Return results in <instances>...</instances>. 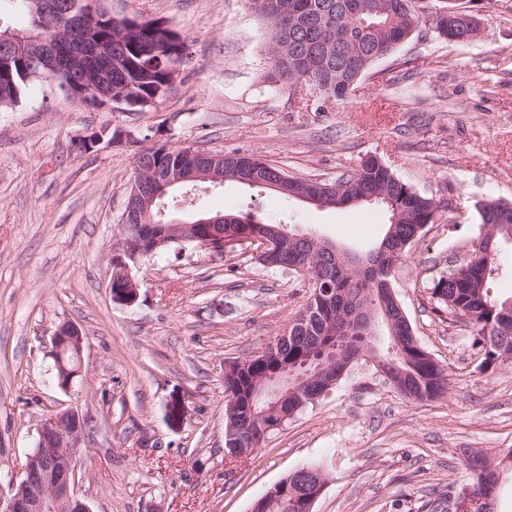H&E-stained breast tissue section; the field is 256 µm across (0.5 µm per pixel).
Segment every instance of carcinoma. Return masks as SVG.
<instances>
[{
    "mask_svg": "<svg viewBox=\"0 0 512 512\" xmlns=\"http://www.w3.org/2000/svg\"><path fill=\"white\" fill-rule=\"evenodd\" d=\"M32 0H0V32L13 31L24 38L50 39L62 30L73 43H82L87 36L109 48L108 55L99 58L101 65L110 69L112 89L122 93L127 102L122 110L142 111L160 102L171 92V68L183 66L188 60L185 45L179 33L160 19L121 21L88 18L80 26H73L61 12L48 17L32 11ZM263 10L259 15L269 28L267 54L272 61L269 79L273 82L302 80L312 90L333 98L347 96V87L355 85L377 61L393 55L397 47L409 38L420 25H430L438 37L453 41V33L463 41L472 39L458 16L463 7L456 0H442V5L426 13L425 0H260ZM24 13L30 26L13 30L5 22L12 13ZM33 80L14 74L11 84L0 77V107L18 103ZM150 166L164 173L177 166L191 165L188 149L162 144L151 155H141L137 167ZM269 163L254 155H224V180L246 182L250 187H265ZM312 178L288 177L276 192L287 197ZM334 191L320 192L329 206H346L354 197H374L388 212V227L374 252L357 260L358 268L346 271L342 265L323 259L303 272L297 268L296 248L283 247L277 252V267L305 275L312 291L308 305L315 306L309 317L314 335H330L340 319V310L323 312L317 293L325 288L336 291V302L352 294L364 293L370 303L377 304L378 324L383 335H389L384 312L391 311L388 288L392 287V268L402 260L412 243L418 225L435 223L438 211L433 199L419 194L407 183L388 171V167L372 159L351 174L342 175L328 183ZM480 223L497 227L494 250L512 242V210L502 208L497 200L476 206ZM268 222L247 212L232 215V222L224 224V233L251 227L258 232ZM482 241L473 245L465 264L448 276L434 282L432 294L448 308V315L463 322L472 335L482 341V361H487V345L496 336H506L511 326L500 324L499 314L507 304L490 294V282L496 270V257H487ZM398 335L405 337L402 348L394 349L392 341L378 345L379 355L396 362V367L407 373L413 389L409 400H417L419 390L432 399L448 391V369L434 365L416 337L409 335L401 323H396ZM307 345L303 338L288 335V346H276L274 353L260 362L237 358L224 362L227 382L224 383V403L241 405L251 391V385L273 368L281 357H295ZM266 435L255 428L235 434L234 444L240 451L261 448ZM306 487L299 482L288 485V506H275L276 512H308Z\"/></svg>",
    "mask_w": 512,
    "mask_h": 512,
    "instance_id": "cac0c4a2",
    "label": "carcinoma"
}]
</instances>
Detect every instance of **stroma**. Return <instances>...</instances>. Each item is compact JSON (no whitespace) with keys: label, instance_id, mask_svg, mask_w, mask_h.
Here are the masks:
<instances>
[{"label":"stroma","instance_id":"obj_1","mask_svg":"<svg viewBox=\"0 0 512 512\" xmlns=\"http://www.w3.org/2000/svg\"><path fill=\"white\" fill-rule=\"evenodd\" d=\"M480 23L466 43L419 27L346 98L272 84L268 26L248 0H105L113 15L169 21L190 55L170 94L140 112L99 108L34 82L0 108V498L71 406L88 418L75 490L91 512H251L308 465L328 484L313 512H454L464 452L512 450V364L481 369L473 337L440 309L432 282L463 265L482 229L478 202L512 203V0H460ZM110 139L78 151L80 135ZM261 157L288 174L336 180L369 157L439 203L391 279L421 346L449 370L440 399L400 396L355 361L313 406L246 462L224 452V362L263 351L306 309L309 283L244 250L174 243L144 258L138 300L113 301L109 258L139 154L154 144ZM251 211L365 252L377 204L319 208L227 182L175 190L165 216ZM85 336L83 373L59 387V325ZM187 393L182 425L165 409Z\"/></svg>","mask_w":512,"mask_h":512}]
</instances>
